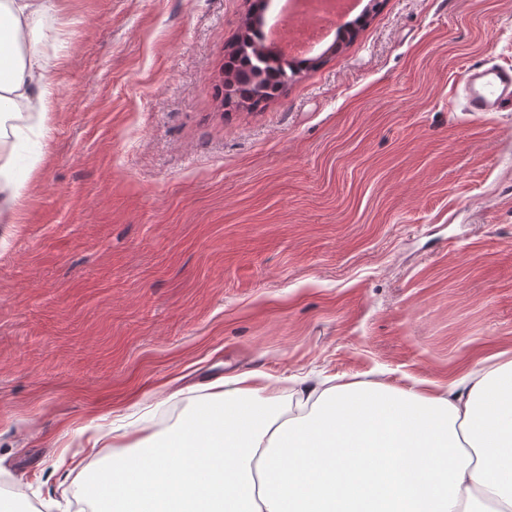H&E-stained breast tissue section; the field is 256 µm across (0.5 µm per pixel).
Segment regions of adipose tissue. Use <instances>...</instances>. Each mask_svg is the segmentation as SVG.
<instances>
[{"mask_svg":"<svg viewBox=\"0 0 512 512\" xmlns=\"http://www.w3.org/2000/svg\"><path fill=\"white\" fill-rule=\"evenodd\" d=\"M50 0H0V113L45 106L34 26ZM20 128L0 123V222L21 190ZM254 371L210 385L165 440L100 431L120 456L78 494L102 512H512V360L430 392L379 381L301 384L287 408Z\"/></svg>","mask_w":512,"mask_h":512,"instance_id":"obj_1","label":"adipose tissue"}]
</instances>
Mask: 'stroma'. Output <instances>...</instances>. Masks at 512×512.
Returning <instances> with one entry per match:
<instances>
[{
	"label": "stroma",
	"mask_w": 512,
	"mask_h": 512,
	"mask_svg": "<svg viewBox=\"0 0 512 512\" xmlns=\"http://www.w3.org/2000/svg\"><path fill=\"white\" fill-rule=\"evenodd\" d=\"M249 0H52L40 138L0 223V491L88 512L128 415L156 439L221 377L447 385L512 360V0H380L263 110L220 93ZM460 83L466 112H512V71L474 64L463 72Z\"/></svg>",
	"instance_id": "obj_1"
}]
</instances>
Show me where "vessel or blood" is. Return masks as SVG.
I'll list each match as a JSON object with an SVG mask.
<instances>
[{"instance_id":"vessel-or-blood-1","label":"vessel or blood","mask_w":512,"mask_h":512,"mask_svg":"<svg viewBox=\"0 0 512 512\" xmlns=\"http://www.w3.org/2000/svg\"><path fill=\"white\" fill-rule=\"evenodd\" d=\"M460 83L467 111L512 112V71L475 64L463 72Z\"/></svg>"}]
</instances>
